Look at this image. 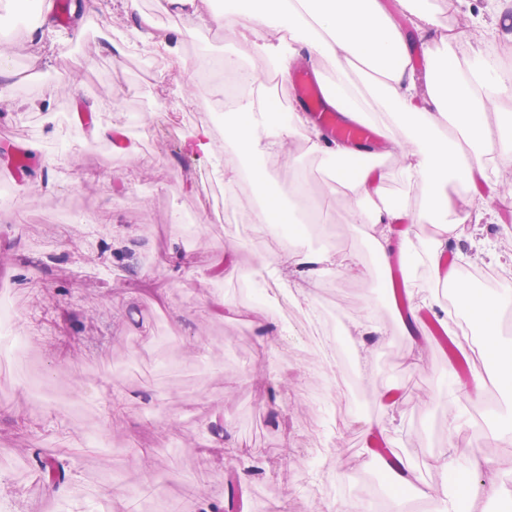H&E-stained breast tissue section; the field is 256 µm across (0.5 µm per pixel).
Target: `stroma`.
<instances>
[{
	"instance_id": "1",
	"label": "stroma",
	"mask_w": 512,
	"mask_h": 512,
	"mask_svg": "<svg viewBox=\"0 0 512 512\" xmlns=\"http://www.w3.org/2000/svg\"><path fill=\"white\" fill-rule=\"evenodd\" d=\"M69 24L15 20L0 8V26L18 44L12 94L21 108L0 106V120L69 158L32 173L31 191L0 200V279L16 319L0 326V476L10 484L0 512H124L108 478L133 493L135 512H200L245 493L243 512H434L427 490L441 471L427 453L449 448L448 409L436 393L464 382V404L476 439L472 456L491 463L512 447L488 428L512 415V385L471 362L482 382L461 379L449 357L419 338L410 344L391 305L393 287L369 247L364 225L350 221L343 191L304 141L269 161L274 194L289 200L295 168L328 196L317 233L293 244L313 251L329 244L358 253L352 271L309 277L292 298L278 281L247 274L273 258L282 238L259 233L254 191L225 184L185 140L207 113L186 101V64L197 56L233 53L249 63L248 45L197 26L165 0H71ZM175 37L176 51L152 56L136 44L140 15ZM42 58L40 79L28 77L30 54ZM98 65L82 66L86 55ZM67 70L72 89L55 78ZM98 124L126 134L136 153L97 141L71 117L72 104ZM512 164L497 169L495 223L477 241L449 246L458 265H489V253L512 255ZM202 214L186 223L190 211ZM265 294L268 317L254 313ZM377 321L382 335L347 337L330 313ZM357 350L361 388L346 382L342 348ZM422 350L420 366L410 364ZM403 385L402 398L385 402ZM122 413L96 433L113 394ZM385 417H378L381 405ZM380 425H373V418ZM380 434L398 454L414 458L419 481L393 486L362 455V441ZM67 452L72 480L57 496L37 471L36 457Z\"/></svg>"
}]
</instances>
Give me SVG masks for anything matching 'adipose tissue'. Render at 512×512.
<instances>
[{
  "label": "adipose tissue",
  "instance_id": "ef3b65f1",
  "mask_svg": "<svg viewBox=\"0 0 512 512\" xmlns=\"http://www.w3.org/2000/svg\"><path fill=\"white\" fill-rule=\"evenodd\" d=\"M202 2L167 0L190 21L216 24L250 45L263 69L275 73L281 84H288L298 59L318 71L333 64L335 75L326 82L327 104L355 121L385 113L393 125L385 133L388 155L402 159V178L423 189L424 201L411 212L387 199L378 186L384 170L366 160L351 166L352 148L323 138L298 106L289 108L283 122L264 101L249 102L245 109L225 114L223 145H216L210 128L200 125L188 137L189 150L205 157L224 150V181L232 184L241 176L242 159L279 158L296 138H304L332 181L345 190L352 223L369 228V245L379 263H387L394 249L395 223L408 218L437 227V237L418 257L430 278L438 279L448 245L470 237L473 225L492 212L489 199L473 193L475 180L487 179L495 150H512V114L502 109L512 73L493 66L481 47L472 49L466 62H458L455 48L468 35L438 19L441 13H456L461 0H395L391 9L384 0H224L223 11L209 15ZM416 38L433 46L419 67L413 63ZM251 178L261 200L255 222L262 233L278 234L280 225L292 218L280 198L268 193L265 171L254 169ZM452 182L464 187L465 196L449 195ZM356 264L351 251L323 247L306 252L286 245L256 272L283 277L293 269L321 272ZM501 304V297L467 289L461 307L482 325L483 336L477 341L464 331L457 339L460 348L478 351L491 365L512 367V345L501 341L497 325ZM471 439L461 426H454L451 453L433 457L432 465L443 471L466 465L476 477L470 489L475 499L492 492L499 475L468 455Z\"/></svg>",
  "mask_w": 512,
  "mask_h": 512
}]
</instances>
